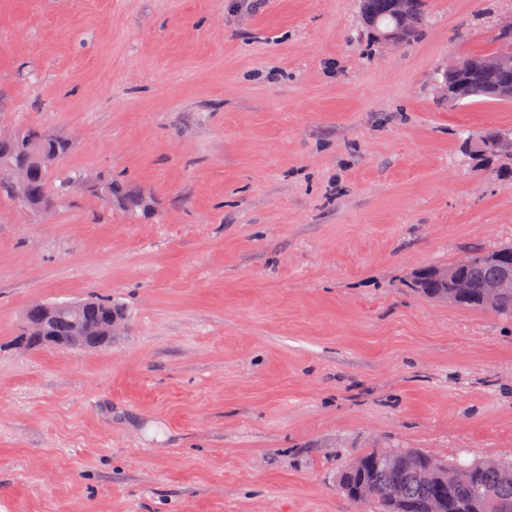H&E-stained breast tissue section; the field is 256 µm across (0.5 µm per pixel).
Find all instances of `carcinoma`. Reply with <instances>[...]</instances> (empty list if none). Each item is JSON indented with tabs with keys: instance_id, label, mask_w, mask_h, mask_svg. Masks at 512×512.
<instances>
[{
	"instance_id": "cac0c4a2",
	"label": "carcinoma",
	"mask_w": 512,
	"mask_h": 512,
	"mask_svg": "<svg viewBox=\"0 0 512 512\" xmlns=\"http://www.w3.org/2000/svg\"><path fill=\"white\" fill-rule=\"evenodd\" d=\"M430 0H417V8L403 17L382 6L364 16L365 24L377 42L383 36L406 31L403 42L415 40L428 25ZM491 62L512 67V22L496 30L491 46L483 50H467L457 54L441 72L443 82L450 80L468 89L456 99V106L473 102H511L503 95L484 87V68ZM72 144L36 126L17 132V140L9 147H0V183L13 179L14 168L29 170L26 183L32 208L52 207V180H59L57 193L64 195L82 182L79 175L58 171L59 163L68 156ZM469 154L512 160V131L489 129L470 143ZM102 190L107 202L118 197L130 208L141 206L142 199L124 192L112 179L105 180ZM501 256L512 264V245L492 250L473 247L464 260H456L441 268L452 270L470 288L457 294L451 281L441 276L437 266H425L411 277V290L431 300L446 301L453 297L455 306L472 311L491 312L512 319V291L488 295L487 285L496 278L499 267L494 257ZM93 305L86 315L68 309L59 313L58 330L67 336L69 330L81 327L99 331L112 323V299L90 297ZM338 489L367 512H512V461L497 459L447 460L419 448H363L342 470Z\"/></svg>"
}]
</instances>
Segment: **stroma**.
Segmentation results:
<instances>
[{
    "label": "stroma",
    "instance_id": "35a3bbf8",
    "mask_svg": "<svg viewBox=\"0 0 512 512\" xmlns=\"http://www.w3.org/2000/svg\"><path fill=\"white\" fill-rule=\"evenodd\" d=\"M431 8L383 46L360 0H0V133L69 138L88 183L0 190V512H362L359 449L512 460V321L408 286L512 243L461 153L512 102L434 89L512 0ZM89 296L127 310L111 347L18 349L31 303Z\"/></svg>",
    "mask_w": 512,
    "mask_h": 512
}]
</instances>
